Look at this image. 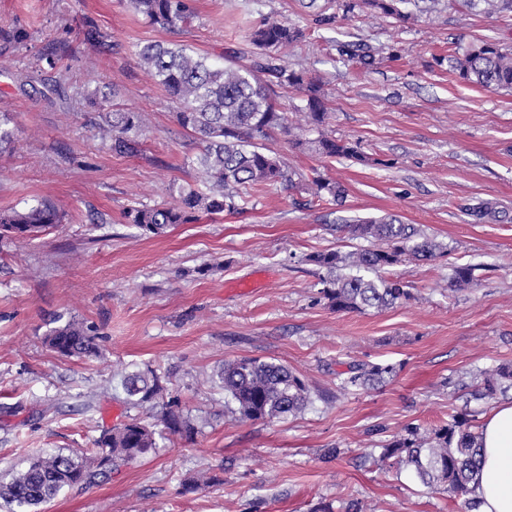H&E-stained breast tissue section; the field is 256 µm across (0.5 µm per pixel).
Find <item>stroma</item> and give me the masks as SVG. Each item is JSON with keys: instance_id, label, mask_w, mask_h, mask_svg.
Returning <instances> with one entry per match:
<instances>
[{"instance_id": "35a3bbf8", "label": "stroma", "mask_w": 512, "mask_h": 512, "mask_svg": "<svg viewBox=\"0 0 512 512\" xmlns=\"http://www.w3.org/2000/svg\"><path fill=\"white\" fill-rule=\"evenodd\" d=\"M177 31L151 24L128 0H0V26L28 38L0 52V113L17 128L0 153V209L52 201L64 218L35 240L0 242V479L32 454H92L101 430L132 418L156 423L159 407L126 403L128 373L163 374L195 428L103 482L63 491L45 512H319L361 502L363 512H463V501L389 469L383 446L407 429L451 416L486 415L512 390L465 401L480 371L512 364V224L480 223L467 206L512 209V93L461 80L457 48L483 39L512 46V15L488 18L441 0L415 22L359 11L317 26L303 0H191ZM275 13L304 33L289 64L318 82L329 136L366 160L323 159L269 140L303 179L249 189L244 209L199 215L165 234L142 233L126 208L172 202L198 186V153L174 120V104L141 67L139 46L178 43L215 62L250 49L248 33ZM112 43L87 58L83 21ZM52 41L70 54L63 70L38 57ZM337 41L386 48L363 71ZM115 88V104L146 113L137 153L120 156L95 138L84 94ZM340 181L342 205L314 197V175ZM398 215L438 245L435 258L390 267L409 300L366 312L334 309L318 295L324 269L310 254L351 252L364 242L346 219ZM476 265L479 284L453 289V266ZM91 326L101 348L62 357L44 337L57 322ZM241 357L288 364L319 397L304 414L272 421L225 416L217 378ZM354 362L390 364L371 389L340 391Z\"/></svg>"}]
</instances>
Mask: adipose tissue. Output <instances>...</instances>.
<instances>
[{"label": "adipose tissue", "mask_w": 512, "mask_h": 512, "mask_svg": "<svg viewBox=\"0 0 512 512\" xmlns=\"http://www.w3.org/2000/svg\"><path fill=\"white\" fill-rule=\"evenodd\" d=\"M480 512H512V403L495 407L481 430Z\"/></svg>", "instance_id": "obj_1"}]
</instances>
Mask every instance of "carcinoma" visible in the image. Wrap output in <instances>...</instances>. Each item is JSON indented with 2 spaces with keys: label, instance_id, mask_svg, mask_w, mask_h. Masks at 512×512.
Wrapping results in <instances>:
<instances>
[{
  "label": "carcinoma",
  "instance_id": "1",
  "mask_svg": "<svg viewBox=\"0 0 512 512\" xmlns=\"http://www.w3.org/2000/svg\"><path fill=\"white\" fill-rule=\"evenodd\" d=\"M411 0H342L339 9L347 18L358 10L415 21L418 14L401 5ZM133 9L150 23L174 29L192 16L188 0H130ZM464 5L493 17L512 14V0H464ZM302 31L280 16L267 14L248 34L251 49L243 58L220 64L183 45L148 43L138 56L145 70L176 104L177 123L199 149L196 161L203 188L179 191L172 205L132 206L125 212L127 223L147 234L160 235L173 224H186L199 213L234 212L247 204L249 188L277 183L294 184L296 172L266 146L276 130L290 131L288 112L278 102V90L293 89L307 96L304 122L292 147L311 150L323 158L365 161L351 143L322 130L328 112L319 97V87L304 72L293 69L281 48L296 42ZM83 44L98 55L108 44L91 20L84 21ZM339 56L368 71L380 61L379 52L366 44L336 43ZM68 56V47L50 42L40 59L55 69ZM460 79L491 90L512 89V47L494 41L472 44L448 57ZM147 128L141 112L114 107L93 125L94 137L109 145L117 155L137 152ZM317 132L315 138L308 137ZM16 139L13 118L0 114V152ZM313 194L318 200L339 205L344 186L320 175L313 177ZM481 222H512V213L492 201L467 208ZM61 223V214L47 199H36L21 208L0 211V238L36 237ZM352 237L371 243L348 253H316L308 261L323 268L320 298L338 311L383 310L411 298L408 282L385 276L388 268L406 260H428L437 256V245L413 224L396 215L356 219L346 225ZM475 267L456 265L451 285L470 288L476 284ZM46 343L65 357L89 356L98 352L97 336L91 327L69 320L52 328ZM395 372L390 364L354 363L341 373L339 389L367 388L382 384ZM224 389L225 407L240 420H273L305 413L314 403L309 383L287 365L256 358L226 362L217 373ZM512 388V366L499 365L483 373L482 382L470 396L475 400L494 396L497 389ZM127 401L132 405L163 398L161 377L150 370L131 372L124 379ZM163 429L137 420L104 429L93 441L90 459L62 451L32 455L25 466L4 481L0 479V512H43V506L61 492L75 486H91L112 472L119 462L140 458L158 447L163 434L190 437L193 427L175 399L161 404ZM481 436L475 419H454L424 435L420 428L385 446L381 461L397 470L412 472L424 486L464 498L465 512H479L480 502L471 496L480 478Z\"/></svg>",
  "mask_w": 512,
  "mask_h": 512
}]
</instances>
